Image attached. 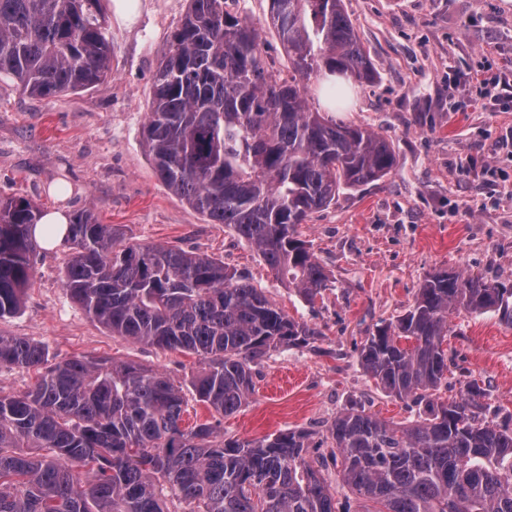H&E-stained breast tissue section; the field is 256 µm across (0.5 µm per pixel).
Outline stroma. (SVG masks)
<instances>
[{
	"label": "stroma",
	"instance_id": "1",
	"mask_svg": "<svg viewBox=\"0 0 512 512\" xmlns=\"http://www.w3.org/2000/svg\"><path fill=\"white\" fill-rule=\"evenodd\" d=\"M269 0H226L252 22L266 66L287 73L288 58L268 23ZM188 0H142L132 24L109 22L112 75L54 98L29 96L0 81V198L24 197L42 212L87 210L120 229L126 245H175L223 260L288 316L317 327L316 348L272 352L257 369L256 391L219 433L261 438L288 428L322 441L349 403L396 422L418 406L379 391L358 350L380 321L412 303L432 271L448 268L512 284V156L496 152L512 132V86L485 106L483 83L512 64V0H345L377 72L353 86L354 104L336 120L387 136L396 168L377 184L347 190L298 231L330 276L314 302L288 290L258 251L236 232L208 223L156 177L143 129L159 53ZM463 77L456 94L448 79ZM69 188L67 199L53 187ZM66 244L38 249L35 275L19 311L0 319V334L33 340L50 362L72 356L135 361L173 380H188L196 356L112 335L68 296ZM443 344L448 386L441 399L475 380L485 415L512 429V326L490 313L452 316Z\"/></svg>",
	"mask_w": 512,
	"mask_h": 512
}]
</instances>
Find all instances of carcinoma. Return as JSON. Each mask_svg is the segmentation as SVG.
Instances as JSON below:
<instances>
[{
  "instance_id": "cac0c4a2",
  "label": "carcinoma",
  "mask_w": 512,
  "mask_h": 512,
  "mask_svg": "<svg viewBox=\"0 0 512 512\" xmlns=\"http://www.w3.org/2000/svg\"><path fill=\"white\" fill-rule=\"evenodd\" d=\"M104 0H0V80L32 97L77 92L111 75ZM270 11L290 70L265 68L254 26L224 0H189L156 69L144 146L158 179L212 224L254 245L276 279L313 302L325 267L298 226L343 190L396 165L392 142L309 107L305 81L375 80L344 0H286ZM41 219L25 197L0 199V318L34 276ZM64 288L93 320L136 343L177 349L201 368L175 383L151 367L73 356L49 364L35 341L0 335V365L31 370L33 387L0 396V512H352L336 484L373 512H512V429L484 415L475 380L457 399L443 343L456 312L512 325V288L439 269L359 350L384 393L424 404L410 424L355 406L312 433L218 439L220 421L182 427L185 391L224 418L254 392L255 368L322 333L288 317L221 260L177 246L117 247L89 211L69 221Z\"/></svg>"
}]
</instances>
